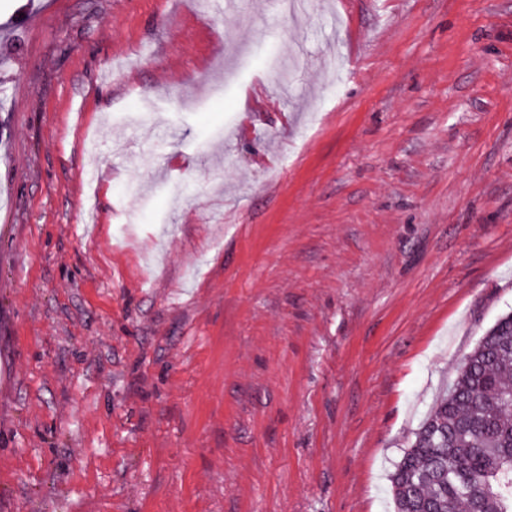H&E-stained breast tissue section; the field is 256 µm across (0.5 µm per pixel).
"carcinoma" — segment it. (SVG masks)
<instances>
[{"label": "carcinoma", "instance_id": "1", "mask_svg": "<svg viewBox=\"0 0 512 512\" xmlns=\"http://www.w3.org/2000/svg\"><path fill=\"white\" fill-rule=\"evenodd\" d=\"M394 512H512V313L465 356L390 475Z\"/></svg>", "mask_w": 512, "mask_h": 512}]
</instances>
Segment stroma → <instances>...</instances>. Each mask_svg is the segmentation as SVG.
Segmentation results:
<instances>
[{"instance_id": "obj_1", "label": "stroma", "mask_w": 512, "mask_h": 512, "mask_svg": "<svg viewBox=\"0 0 512 512\" xmlns=\"http://www.w3.org/2000/svg\"><path fill=\"white\" fill-rule=\"evenodd\" d=\"M512 311V0H0V512H392Z\"/></svg>"}]
</instances>
